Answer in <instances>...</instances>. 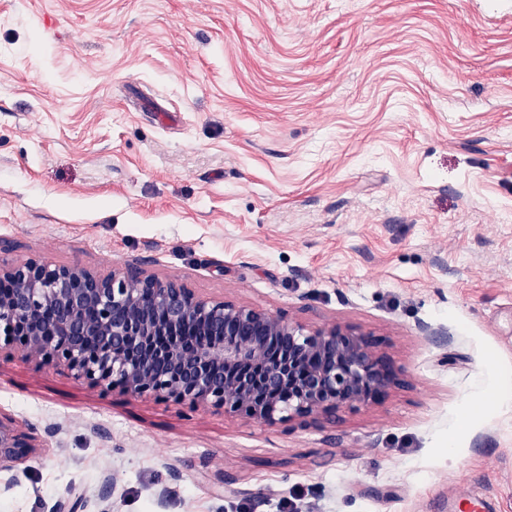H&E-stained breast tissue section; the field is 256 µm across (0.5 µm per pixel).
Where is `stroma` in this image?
Here are the masks:
<instances>
[{"mask_svg":"<svg viewBox=\"0 0 512 512\" xmlns=\"http://www.w3.org/2000/svg\"><path fill=\"white\" fill-rule=\"evenodd\" d=\"M0 258L350 326L406 381L267 425L16 350L0 512H512V0H0ZM37 442L32 429L23 428L0 412V484L2 472L10 471L12 464L28 459L41 448Z\"/></svg>","mask_w":512,"mask_h":512,"instance_id":"stroma-1","label":"stroma"}]
</instances>
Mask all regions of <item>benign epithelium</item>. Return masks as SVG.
<instances>
[{"label": "benign epithelium", "instance_id": "7a95c632", "mask_svg": "<svg viewBox=\"0 0 512 512\" xmlns=\"http://www.w3.org/2000/svg\"><path fill=\"white\" fill-rule=\"evenodd\" d=\"M65 367L105 390L243 413L269 425L336 421L405 385L380 342L350 326L307 325L229 300H204L139 265L108 276L79 265L0 260V351ZM37 437L0 413V473ZM72 495L53 512H85Z\"/></svg>", "mask_w": 512, "mask_h": 512}]
</instances>
